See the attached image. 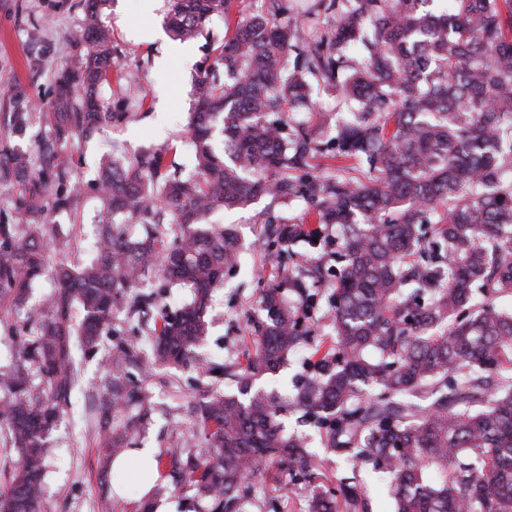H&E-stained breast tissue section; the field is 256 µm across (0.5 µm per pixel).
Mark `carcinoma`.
<instances>
[{
    "mask_svg": "<svg viewBox=\"0 0 512 512\" xmlns=\"http://www.w3.org/2000/svg\"><path fill=\"white\" fill-rule=\"evenodd\" d=\"M105 0H86L85 53L59 75L54 103L41 113L57 141L88 139L112 123L98 88L117 68L101 21ZM234 0H172L168 26L190 41ZM316 0L329 21L305 27L285 0L242 16L213 49L195 82L188 127L196 170L183 174L170 150L104 160L99 250L88 263L49 262L48 214L69 206L55 183L70 159L50 148L35 169L17 151L11 167L30 188L17 206L24 227L0 223V299L20 311L47 271L58 291L30 335L17 337L19 361L0 372V427L20 453L0 512H44L49 438L75 385L73 338L94 351L128 292L151 276L157 287L194 288L191 302L153 323V361L186 365L206 336L211 290L238 259L235 235L209 216L265 195L301 198L317 226L283 224L268 248L343 228L345 267L333 288V356L319 360L291 404L326 430L328 447L392 475L397 512H512V316L494 303L512 291V0ZM361 42L365 52L351 56ZM353 103L334 118V135L285 133L297 107L319 112L311 81ZM361 161L364 181L311 172L316 155ZM122 222H116V217ZM140 224L144 235L128 234ZM436 241L423 262L422 225ZM306 285L280 265L262 296L270 321L237 392L196 404L201 448L170 464L209 502V512H239L255 481L273 468L318 478L315 457L283 433L279 402L253 387L306 334L279 299L283 285ZM82 307L79 325L74 304ZM151 413L141 389L112 376L103 399L106 460L131 447ZM445 474L441 483L431 471ZM311 512H345L358 489L343 481L314 486Z\"/></svg>",
    "mask_w": 512,
    "mask_h": 512,
    "instance_id": "obj_1",
    "label": "carcinoma"
}]
</instances>
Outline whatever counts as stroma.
Wrapping results in <instances>:
<instances>
[{"label": "stroma", "mask_w": 512, "mask_h": 512, "mask_svg": "<svg viewBox=\"0 0 512 512\" xmlns=\"http://www.w3.org/2000/svg\"><path fill=\"white\" fill-rule=\"evenodd\" d=\"M139 0H106L102 21L112 33L113 56L120 75L103 85L101 98L112 108V122L88 140L59 145L73 162L63 183L71 204L51 216L56 226L57 246L52 260L84 262L95 253L98 215L102 201L98 192V170L108 154L128 159L142 151L171 148L185 169L194 165L188 133V114L194 106V82L208 67L213 43L222 40L227 25L241 15L260 12L264 0H242L228 17L216 16L205 25L202 36L181 43L172 36L144 42L136 39L138 29L155 23L165 25L171 0H160L154 16L142 14ZM84 10L82 0H0V222L19 221L16 203L25 183L12 175L9 156L13 150H37L51 141L38 112L29 113L25 128L14 122L15 93L23 91L31 103L49 104L55 96L58 74L83 52ZM168 65H160V58ZM307 205L299 199L286 202L262 196L247 207L213 213L212 223L235 230L239 260L221 287L213 291L208 311V334L197 348L190 366H156L152 363L150 329L153 315L124 308L110 336L104 337L96 352L75 348L77 381L70 405L52 433L45 461V512H100L102 501H110L112 512H141L152 505L154 512H206L204 500L194 497L192 488L177 484L168 469H161L149 491H142L136 473L102 470L100 448V397L114 368L112 358L118 347L136 352L139 364H122L130 377L151 398L154 410L138 433L139 447L155 449L162 456L196 450L200 438L194 427L192 405L204 393L234 391L232 380L212 378L207 369L244 361L253 351L258 331L266 320L261 293L270 283L274 262L264 239L270 225L298 224ZM339 233L326 226L317 245L300 240L290 245L288 267L319 260L323 279L309 283L306 292L283 288L285 303L310 328L308 340L294 349L276 370L259 374L256 388L277 396L283 403L277 422L285 433L298 436L319 462V484L334 488L339 479L355 485L366 504L365 512H394L395 501L386 468L361 465L350 457L325 448L324 432L302 410L291 406V398L317 371L316 351L333 344L328 318L330 294L343 262ZM57 289L52 277L34 283L25 313L11 304L0 305V371L8 369L17 354V339L25 335V318L37 315L42 303ZM312 484L291 470L279 482L258 484L243 512H309Z\"/></svg>", "instance_id": "obj_1"}]
</instances>
